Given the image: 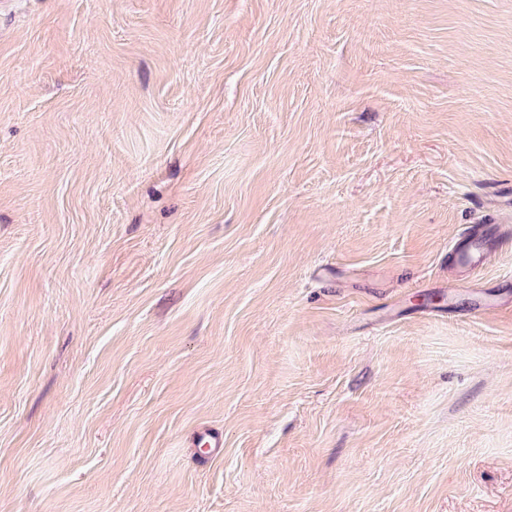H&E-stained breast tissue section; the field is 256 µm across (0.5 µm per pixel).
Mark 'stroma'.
Masks as SVG:
<instances>
[{
  "instance_id": "stroma-1",
  "label": "stroma",
  "mask_w": 512,
  "mask_h": 512,
  "mask_svg": "<svg viewBox=\"0 0 512 512\" xmlns=\"http://www.w3.org/2000/svg\"><path fill=\"white\" fill-rule=\"evenodd\" d=\"M0 512H512V0H0Z\"/></svg>"
}]
</instances>
